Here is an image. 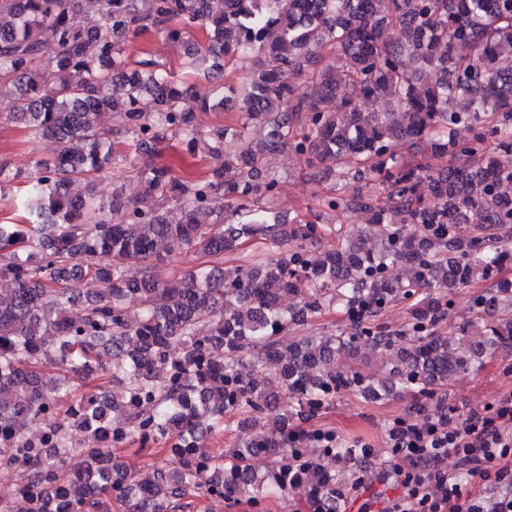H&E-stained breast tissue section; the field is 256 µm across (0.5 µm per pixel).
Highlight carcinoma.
<instances>
[{
  "mask_svg": "<svg viewBox=\"0 0 512 512\" xmlns=\"http://www.w3.org/2000/svg\"><path fill=\"white\" fill-rule=\"evenodd\" d=\"M89 9L101 16L95 28L82 23ZM197 28L206 49L193 40ZM389 28L400 37L384 38ZM151 29L185 44L179 69L128 61L127 37ZM458 47L470 52L464 66ZM506 52L512 0H0L9 119L59 145L25 178L0 160V185L20 181L15 209L24 213L0 221V280L10 283L0 293V467L22 481L19 505L0 503V512H112L114 503L187 512L201 496H237L264 512L272 493L304 480L322 512H336V476L314 465L312 442L290 420L314 417L341 393L428 395L512 340V280L502 276L512 260V165L499 159L512 156ZM246 55L260 57L259 70L240 65ZM51 63L60 73L53 87L40 80ZM199 72L236 79L210 98L187 83ZM303 74L315 83L310 98L295 93ZM190 96L204 110L235 113L234 122L200 140L183 107ZM367 98L395 111H358ZM100 105L120 126L111 141L99 131ZM459 126L472 136L458 140ZM170 134L208 158L196 178L141 162ZM422 139L429 154L394 153ZM283 149L309 169L335 161L318 207L366 215L363 234L285 224L270 206L278 179L267 171V154ZM443 157L447 165L431 163ZM115 165L137 180L136 196L114 192L106 204L69 195L74 181ZM169 204L181 220L164 216ZM318 238L336 244L316 253L308 243ZM162 250L238 258L162 281ZM397 265L405 273L393 278ZM88 279L112 283L109 294H84ZM457 287L479 289L484 335L438 333ZM130 297L143 305L135 322ZM401 303L409 320L390 330L383 318ZM334 306L354 316L351 328L299 333ZM371 354L385 359L380 377L366 371ZM42 356L60 369L49 385L37 370ZM80 381L90 387L74 400ZM283 388L297 395L291 414L279 412ZM230 413L256 434L216 454L205 440ZM75 429L100 446L76 443ZM143 440L173 467L115 468L114 452Z\"/></svg>",
  "mask_w": 512,
  "mask_h": 512,
  "instance_id": "cac0c4a2",
  "label": "carcinoma"
}]
</instances>
